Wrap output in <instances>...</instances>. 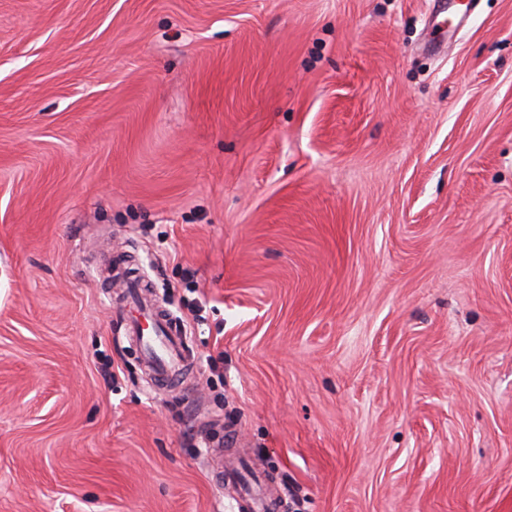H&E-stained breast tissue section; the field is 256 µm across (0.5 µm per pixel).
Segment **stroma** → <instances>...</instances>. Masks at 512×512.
<instances>
[{
  "instance_id": "stroma-1",
  "label": "stroma",
  "mask_w": 512,
  "mask_h": 512,
  "mask_svg": "<svg viewBox=\"0 0 512 512\" xmlns=\"http://www.w3.org/2000/svg\"><path fill=\"white\" fill-rule=\"evenodd\" d=\"M220 443L284 512H512V0H0V512H239ZM142 288L146 283L136 274H130L126 288L117 295V301L128 321V336L144 354L147 366L156 379L174 382L192 364L185 354L184 339L177 329L168 325L163 309L143 301ZM149 322L143 327L141 320Z\"/></svg>"
}]
</instances>
